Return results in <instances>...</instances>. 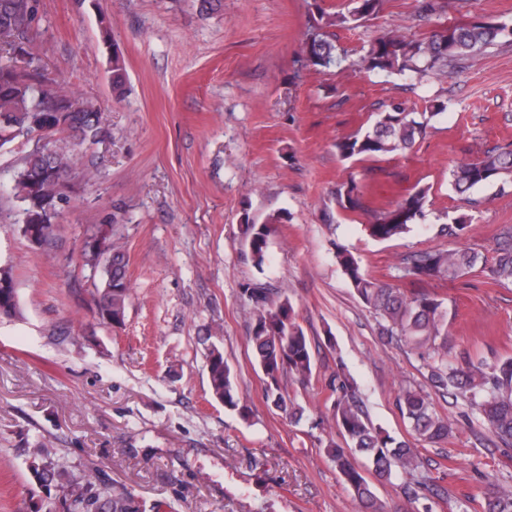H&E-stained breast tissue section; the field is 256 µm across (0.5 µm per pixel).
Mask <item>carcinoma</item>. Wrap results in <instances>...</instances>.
<instances>
[{
    "label": "carcinoma",
    "instance_id": "cac0c4a2",
    "mask_svg": "<svg viewBox=\"0 0 512 512\" xmlns=\"http://www.w3.org/2000/svg\"><path fill=\"white\" fill-rule=\"evenodd\" d=\"M381 2L351 0L347 10L338 14L318 10L314 30L303 46L308 65L328 69L340 63L329 29L361 26L380 11ZM33 15L34 0H0V147L19 136L36 134L43 140L34 143L22 158L11 187L13 196L24 204V236L42 244L53 236L60 205L67 201L66 190L77 164L76 148L105 142L109 129L103 114L92 107L72 111V98L61 93L58 81L41 71L30 52ZM501 32L498 25L486 21L454 24L450 36L442 29L426 38H416L403 28L391 29L371 42L362 63L373 72H408L419 81L438 78L461 66L475 52L495 44ZM110 69L112 91L120 96L127 72L117 52L112 53ZM429 109V114H418L394 104L385 112H377L366 130L336 143L337 153L344 160H360L408 149L426 133L430 117L438 115L443 105L431 104ZM57 133L67 134L71 146L50 145L48 139ZM510 178L512 150L487 151L452 171V187L464 194L478 185ZM428 193L429 188L419 187L395 207L372 213L351 177L337 188L336 202L347 216L371 214L370 235L388 240L409 231L424 215ZM281 222L275 215L261 224L243 217L240 234L255 267L264 265L274 225ZM494 245L490 265L479 252L458 248H433L402 259V277L419 286L409 293L368 275L360 261L342 246L336 247V259L355 295L376 315L380 334L417 355L431 388L463 400L484 418L501 445L511 447L512 357L492 364L475 360L467 352L449 358L447 299L423 289L431 281L463 278L478 266L492 282L512 283V224L497 229ZM80 257L83 265L103 270L92 291L100 322L123 325L129 297L125 253L116 244L102 246L100 238L92 234L85 239ZM243 292L256 310L249 345L254 363L265 376V402L298 423L303 410L281 387V378L293 374L300 382H308L313 364L311 342L297 323L288 297L273 300L258 283L248 284ZM18 313L15 279L10 269L1 267L0 316ZM207 370L211 398L230 410L238 409L234 372L216 346L208 349ZM330 387L336 393L333 411L342 442L329 441L325 453L364 512H386L372 480L389 481L396 472L404 476V494L409 503L417 505L415 512H432L429 500L440 496L439 488L417 476L423 460L416 443L436 444L447 439L453 427L436 411L430 395L422 388H408L397 397V407L412 430L410 441L391 436L369 420L356 398V383L350 375L336 374ZM30 470L34 480L46 488L54 487L62 500L73 499L77 512H139L133 498L113 497L105 483L89 474L76 475L49 452H40L39 461L32 462ZM483 500V512H512L511 489L492 486L483 493Z\"/></svg>",
    "mask_w": 512,
    "mask_h": 512
}]
</instances>
